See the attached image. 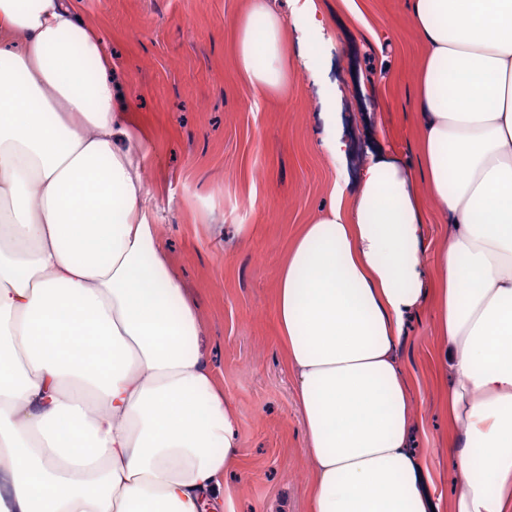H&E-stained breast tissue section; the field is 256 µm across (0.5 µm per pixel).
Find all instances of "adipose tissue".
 <instances>
[{"instance_id": "1", "label": "adipose tissue", "mask_w": 512, "mask_h": 512, "mask_svg": "<svg viewBox=\"0 0 512 512\" xmlns=\"http://www.w3.org/2000/svg\"><path fill=\"white\" fill-rule=\"evenodd\" d=\"M248 0L241 80L288 87L324 41L319 0ZM420 168L322 113L328 208L277 273L278 342L311 462L309 512H432L399 348L432 307L449 512H512V0H409ZM105 36L75 0H0V512H220L239 414L199 346L116 108ZM448 227L434 269L429 222Z\"/></svg>"}]
</instances>
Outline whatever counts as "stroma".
I'll return each mask as SVG.
<instances>
[{
    "mask_svg": "<svg viewBox=\"0 0 512 512\" xmlns=\"http://www.w3.org/2000/svg\"><path fill=\"white\" fill-rule=\"evenodd\" d=\"M248 0H77L105 33L126 125L145 136L144 179L160 205L157 234L202 319L200 343L239 413L244 458L226 482L235 512H306L310 467L292 378L277 342V272L302 224L329 201L336 172L319 147L333 110L353 146L394 150L418 167L415 68L408 0H362L364 21L322 0L331 44L319 76L294 65L287 90L251 92L235 72L234 23ZM431 308L409 321L401 348L416 390V448L434 493L458 477L434 355Z\"/></svg>",
    "mask_w": 512,
    "mask_h": 512,
    "instance_id": "obj_1",
    "label": "stroma"
}]
</instances>
